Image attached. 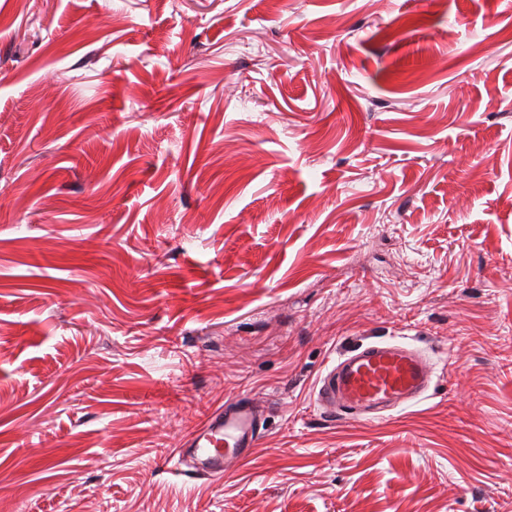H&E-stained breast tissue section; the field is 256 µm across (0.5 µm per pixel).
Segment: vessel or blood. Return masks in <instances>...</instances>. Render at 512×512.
<instances>
[{"label": "vessel or blood", "instance_id": "1", "mask_svg": "<svg viewBox=\"0 0 512 512\" xmlns=\"http://www.w3.org/2000/svg\"><path fill=\"white\" fill-rule=\"evenodd\" d=\"M429 356L410 343L380 337L341 354L319 374L314 397L334 418L380 419L422 400L434 383ZM262 411L242 397L214 410L176 448L191 470L220 478L238 467L257 444Z\"/></svg>", "mask_w": 512, "mask_h": 512}]
</instances>
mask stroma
<instances>
[{"label": "stroma", "instance_id": "35a3bbf8", "mask_svg": "<svg viewBox=\"0 0 512 512\" xmlns=\"http://www.w3.org/2000/svg\"><path fill=\"white\" fill-rule=\"evenodd\" d=\"M379 336L447 374L325 417ZM0 512H512V0H0ZM262 411L250 397L238 398L210 413L175 449L177 463L205 478H221L238 467L255 448Z\"/></svg>", "mask_w": 512, "mask_h": 512}]
</instances>
